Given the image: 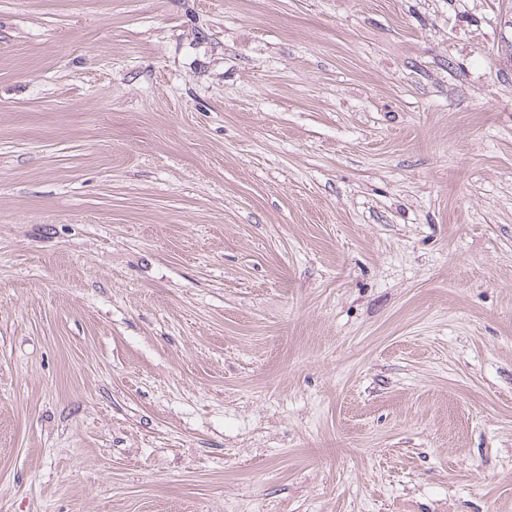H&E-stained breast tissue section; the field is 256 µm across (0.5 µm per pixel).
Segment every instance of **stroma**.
<instances>
[{
    "mask_svg": "<svg viewBox=\"0 0 512 512\" xmlns=\"http://www.w3.org/2000/svg\"><path fill=\"white\" fill-rule=\"evenodd\" d=\"M0 512H512V0H0Z\"/></svg>",
    "mask_w": 512,
    "mask_h": 512,
    "instance_id": "obj_1",
    "label": "stroma"
}]
</instances>
